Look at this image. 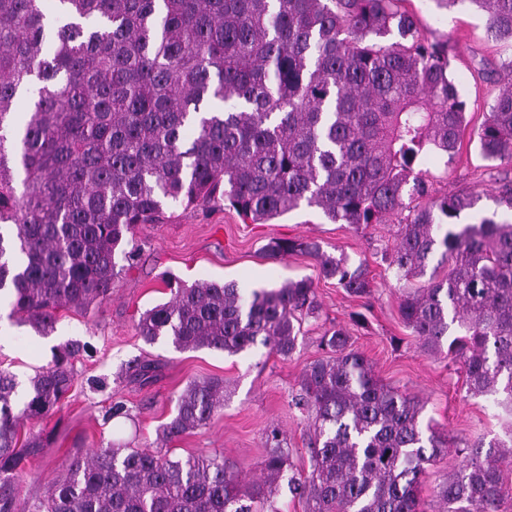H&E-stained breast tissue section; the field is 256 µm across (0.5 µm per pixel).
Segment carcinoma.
Wrapping results in <instances>:
<instances>
[{
    "label": "carcinoma",
    "mask_w": 512,
    "mask_h": 512,
    "mask_svg": "<svg viewBox=\"0 0 512 512\" xmlns=\"http://www.w3.org/2000/svg\"><path fill=\"white\" fill-rule=\"evenodd\" d=\"M402 2L0 0V292L52 330L59 311L110 295L116 255L134 256L136 227L158 221L166 202L224 201L253 224L306 205L357 233L406 211L387 258L403 282L400 316L424 351L462 365L470 394L511 417L505 438L465 444L464 466L424 508L422 477L450 441L336 328L294 396L312 412L307 476L275 429L251 485L221 453L175 458L112 443L70 459L32 512H278L283 481L306 512H501L502 467L512 466V223L458 227L482 196L434 195L416 170L429 149L456 156L466 103L449 40L423 36ZM435 2L485 12L490 35L512 42V0ZM501 68L511 79L478 144L511 166L512 61ZM296 252L347 292L371 293L364 264L317 241L277 240L267 256ZM174 284L136 323L149 344L237 354L260 343L287 357L302 320L319 313L309 278L248 294L233 282ZM82 351L55 349L21 395L0 371V512H16L15 480L52 444L41 431L18 444L20 421L61 409ZM223 408V382L190 383L158 441Z\"/></svg>",
    "instance_id": "obj_1"
}]
</instances>
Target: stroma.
<instances>
[{
    "label": "stroma",
    "mask_w": 512,
    "mask_h": 512,
    "mask_svg": "<svg viewBox=\"0 0 512 512\" xmlns=\"http://www.w3.org/2000/svg\"><path fill=\"white\" fill-rule=\"evenodd\" d=\"M404 7L416 15L426 36L448 39L450 71L467 103V126L454 162L429 153L421 170L436 194L481 193L478 207L461 213L459 224L489 215L512 220V212L494 201L498 180L512 179V166L486 160L476 137L496 91L487 73L512 60V43L491 38L486 15L468 5L446 10L435 0H406ZM399 222L395 216L357 233L305 206L272 224L244 222L226 205L170 207L156 223L137 226L136 257L118 260L120 273L109 298L85 313L61 312L49 334L19 322L9 300L1 299L0 370L16 375L20 387H27L35 371L50 361L54 347L71 341L88 347L75 362V383L61 410L37 425L23 422L18 429L22 440L38 428L54 439L18 481L19 500L43 497L67 460L92 449L113 442L156 448L157 429L174 416L177 396L189 382L206 378L223 380L224 408L206 427L172 442L171 455L223 453L248 484L261 477L267 434L276 428L298 473L308 474L309 416L291 400L306 366L323 355L321 336L333 327L347 329L353 348L368 357L377 377L415 397L423 406V421L450 440L487 442L502 436L503 420L490 398L468 394L461 366L446 354L423 352L400 317V284L385 259L396 243ZM278 239H314L324 251L347 256L350 264H364L374 285L371 296L355 297L336 280L323 278L311 256L268 258L267 245ZM168 276L189 284L233 281L250 290L277 288L306 276L316 286L319 316L304 323L294 352L285 359L259 345L238 354L206 348L178 351L162 341L150 345L138 336L136 321L144 310L169 301ZM357 312L365 315L364 324L354 323ZM143 360L159 364L155 377L146 381L128 372L129 365ZM92 378L103 380L104 389L90 388ZM116 401L127 406L129 418L105 421L106 410Z\"/></svg>",
    "instance_id": "1"
}]
</instances>
